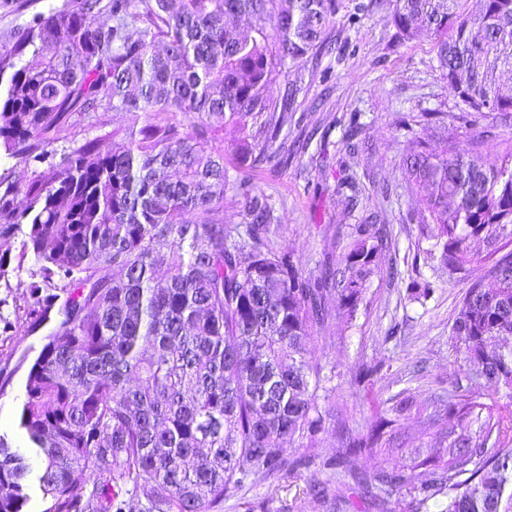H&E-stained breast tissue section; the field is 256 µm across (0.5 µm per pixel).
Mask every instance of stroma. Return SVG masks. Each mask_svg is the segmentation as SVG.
Wrapping results in <instances>:
<instances>
[{"label": "stroma", "instance_id": "obj_1", "mask_svg": "<svg viewBox=\"0 0 512 512\" xmlns=\"http://www.w3.org/2000/svg\"><path fill=\"white\" fill-rule=\"evenodd\" d=\"M368 9L359 26H349L352 0H338L339 10L327 28L331 51L308 55L276 77L269 86L273 98H281L287 84L299 83L297 112L307 118L291 128L289 140L303 137L305 151L291 156L280 168L253 172L254 183L272 199L276 221L270 245L292 254L302 274L318 273L325 258H340L349 243V225L371 212H381L389 226L386 247L378 253L377 275L372 277L354 317H347L334 300H327L328 321L324 338L307 354L310 363L324 366L330 378L329 400L346 420L345 431L320 435L316 454H335L344 434L362 431L387 409L390 398L401 389H412L418 409L434 396L463 379L466 368L448 338V326L467 285L457 276L426 263L430 243L420 225L406 221L412 192L404 181L400 162L403 117L422 112H454L458 100L448 91L435 60L433 35L412 41L400 40L392 23L395 0H364ZM358 113L359 139L365 148L351 150L348 120ZM356 178L354 198L337 189L344 175ZM396 277H388L389 268ZM26 271L9 266L0 278V315L21 322L27 305L23 284ZM435 282L433 295L418 302L410 295L413 281ZM40 335L22 336L0 332V369L10 372L12 382L0 396V430L7 432L15 451L23 454L32 476L42 464L27 447L17 427L24 400L26 367L19 358L38 349ZM377 366L368 381L355 383L359 364ZM417 411L400 420L402 443L397 448H376L351 457L349 469L374 473L396 468L412 472L416 483L428 480L420 459L442 452L439 434L420 431ZM329 484L335 504L317 503L306 492L312 480ZM344 473L317 467L277 475L246 485L226 498L217 512H444L445 497L415 508L410 499H390L377 508L371 499L346 487Z\"/></svg>", "mask_w": 512, "mask_h": 512}]
</instances>
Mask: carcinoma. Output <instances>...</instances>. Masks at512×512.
Masks as SVG:
<instances>
[{"label":"carcinoma","instance_id":"carcinoma-1","mask_svg":"<svg viewBox=\"0 0 512 512\" xmlns=\"http://www.w3.org/2000/svg\"><path fill=\"white\" fill-rule=\"evenodd\" d=\"M396 0L399 38L435 36L438 67L459 111L434 113L437 138L411 133L402 175L412 219L433 226L429 258L470 282L451 345L470 387L439 397L422 430L447 427L448 448L428 456L434 478L347 471L359 487L445 512H512V141L499 165L482 161L484 134L512 126V0ZM336 0H66L28 16L0 43V149L33 169L26 190L0 185V239L21 237L26 332L50 326L25 383L18 428L42 457L43 512H213L248 483L309 469L326 426L329 382L307 359L327 317L326 295L353 316L378 272L386 225L356 224L339 264L305 276L269 245V198L249 172L288 163V125H300L297 90L267 86L327 41ZM254 19L240 31L225 18ZM107 95L100 96L101 92ZM117 112L140 126L59 145L76 113L97 128ZM485 121L471 151L446 131ZM230 126L235 176L218 128ZM249 222H224V192ZM186 212L198 215L193 224ZM491 281L488 288L485 281ZM507 390L487 404L480 390ZM396 419L384 413L344 438L336 457L388 448ZM0 433V512H23L29 465ZM84 474L78 480L75 472Z\"/></svg>","mask_w":512,"mask_h":512}]
</instances>
